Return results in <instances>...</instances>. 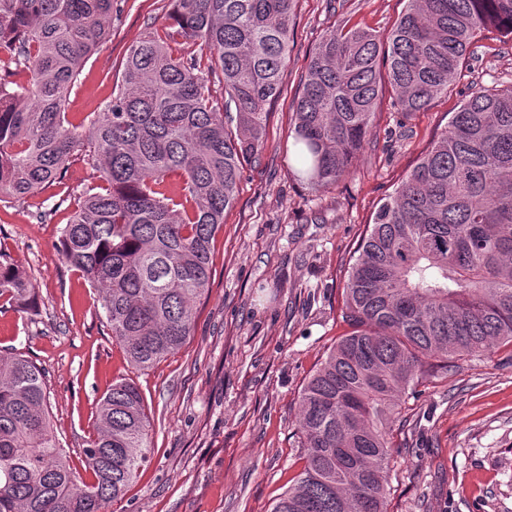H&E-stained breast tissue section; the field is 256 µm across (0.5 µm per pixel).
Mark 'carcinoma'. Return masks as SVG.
<instances>
[{"label":"carcinoma","instance_id":"cac0c4a2","mask_svg":"<svg viewBox=\"0 0 512 512\" xmlns=\"http://www.w3.org/2000/svg\"><path fill=\"white\" fill-rule=\"evenodd\" d=\"M114 0H0V199L62 180L87 154L96 176L62 228L64 262L96 288L112 340L145 370L192 336L211 243L243 164L262 153L295 0H170L171 27L131 45L88 133L65 112L85 60L112 36ZM512 42V0H408L384 37L338 27L315 45L292 102L294 174L339 183L390 87L402 112L456 81L485 31ZM199 52L175 53L179 42ZM30 72L24 83L15 80ZM344 287L352 331L299 398L303 467L270 512H387L390 434L425 371L512 345V85L466 96L377 210ZM34 311L32 281L0 251V299ZM135 384L97 402L80 477L54 434L45 377L0 354V512H108L147 462Z\"/></svg>","mask_w":512,"mask_h":512}]
</instances>
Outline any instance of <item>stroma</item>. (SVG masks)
Wrapping results in <instances>:
<instances>
[{
	"mask_svg": "<svg viewBox=\"0 0 512 512\" xmlns=\"http://www.w3.org/2000/svg\"><path fill=\"white\" fill-rule=\"evenodd\" d=\"M406 0H295L294 38L281 96L268 105L259 159L246 163L236 201L212 241L209 288L193 334L142 370L112 340L99 295L64 263L60 230L75 205L67 188L93 170L73 156L64 184L28 202L0 201V250L36 286L38 313L0 300V350L45 374L54 432L80 464L96 403L113 380L140 389L150 420V461L109 512H270L301 471L298 402L328 349L350 328L342 317L347 270L378 207L475 88L512 83V43L484 38L448 96L405 114L383 88L350 174L311 192L291 171V100L320 38L337 26L388 32ZM168 0H124L112 37L84 65L66 110L89 120L112 95L128 48L163 32ZM48 213L36 219L37 210ZM388 512H512V346L424 375L392 427Z\"/></svg>",
	"mask_w": 512,
	"mask_h": 512,
	"instance_id": "stroma-1",
	"label": "stroma"
}]
</instances>
